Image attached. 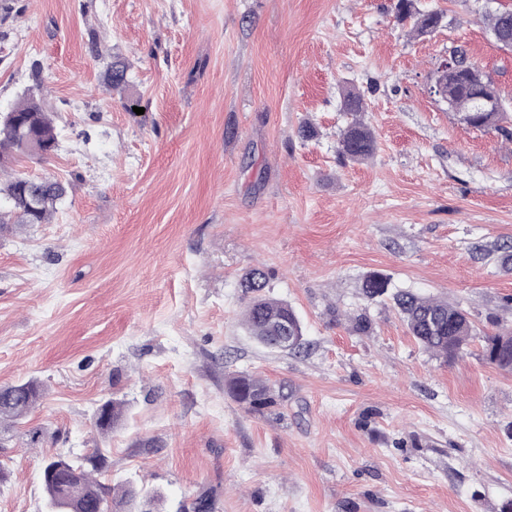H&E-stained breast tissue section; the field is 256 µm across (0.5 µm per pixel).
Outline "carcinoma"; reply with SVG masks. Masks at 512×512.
<instances>
[{
  "label": "carcinoma",
  "mask_w": 512,
  "mask_h": 512,
  "mask_svg": "<svg viewBox=\"0 0 512 512\" xmlns=\"http://www.w3.org/2000/svg\"><path fill=\"white\" fill-rule=\"evenodd\" d=\"M396 18L404 24L412 23L418 35L432 32L442 16L439 12H423L414 8L413 0H397ZM488 31L502 47L512 44V9H498L484 16ZM454 68L441 76L448 105L462 114V119L475 128H496L506 118V109L498 112H481L479 105L484 98H500L493 82L476 65L462 47L452 50ZM127 65L116 60L106 69L105 84L119 87L126 82ZM341 104L351 120L341 133L338 154L353 161L371 157L376 140L371 128L361 119L366 111L362 95L353 88L342 93ZM14 117L0 122V164L17 157H30L25 136L35 134L44 143L57 141V128L35 95H28L12 108ZM66 186L47 177H29L17 174L0 185V200L7 207H0V231L10 224H47L52 219L57 204L66 196ZM268 274L253 269L244 276V287L252 293L242 313V325L249 336L260 346L279 352H298L306 345L302 323L287 301L266 294ZM390 279L380 273L364 277L361 290L364 297L374 299L388 293ZM409 333L426 351L451 361L457 358L474 337V325L467 311L457 305L434 297H422L409 290L398 289L392 294ZM481 356L487 363L512 371V334L498 333L482 337ZM227 393L238 403L256 411L276 404L277 395L264 379L253 375H236L226 381ZM44 387L29 379L20 384L0 386V430H5L24 420L43 397ZM106 419H96L102 431L117 426L125 414L124 403H104ZM104 459L93 455L87 459L69 460L66 468L58 471L60 458L45 461L41 480L47 494V509H52V497L60 487L68 489L63 512H161V496L142 494L131 483L107 487L93 473L102 467Z\"/></svg>",
  "instance_id": "1"
}]
</instances>
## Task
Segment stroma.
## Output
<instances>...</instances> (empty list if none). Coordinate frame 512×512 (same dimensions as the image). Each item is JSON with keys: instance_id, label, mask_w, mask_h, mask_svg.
Listing matches in <instances>:
<instances>
[{"instance_id": "stroma-1", "label": "stroma", "mask_w": 512, "mask_h": 512, "mask_svg": "<svg viewBox=\"0 0 512 512\" xmlns=\"http://www.w3.org/2000/svg\"><path fill=\"white\" fill-rule=\"evenodd\" d=\"M396 0H9L0 113L38 94L57 151L11 171L68 187L50 223L0 234V386L46 394L0 437V512H44V458L101 453L100 479L182 512H500L512 499V372L480 337L512 332V121L480 130L429 86L456 46L512 109V51L484 0L416 36ZM128 66L108 88L109 58ZM41 77L33 79L32 62ZM377 138L343 160L342 87ZM310 122L318 135L301 140ZM300 317L307 349L258 346L243 274ZM466 309L453 361L420 347L362 279ZM366 313L368 333L352 329ZM247 372L283 392L255 412L226 393ZM127 412L94 426L109 400ZM38 427L43 440L28 445Z\"/></svg>"}]
</instances>
